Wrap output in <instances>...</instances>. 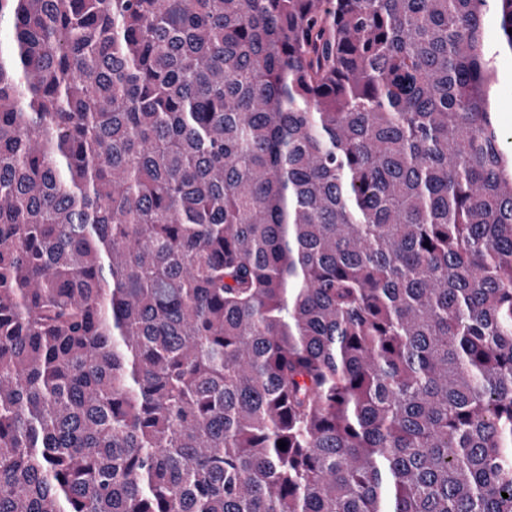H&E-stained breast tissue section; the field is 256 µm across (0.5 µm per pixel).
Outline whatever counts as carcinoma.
<instances>
[{
	"mask_svg": "<svg viewBox=\"0 0 512 512\" xmlns=\"http://www.w3.org/2000/svg\"><path fill=\"white\" fill-rule=\"evenodd\" d=\"M5 23L0 512H512V0ZM498 67L502 93L497 103V121L512 147V58L509 53L499 58Z\"/></svg>",
	"mask_w": 512,
	"mask_h": 512,
	"instance_id": "1",
	"label": "carcinoma"
}]
</instances>
